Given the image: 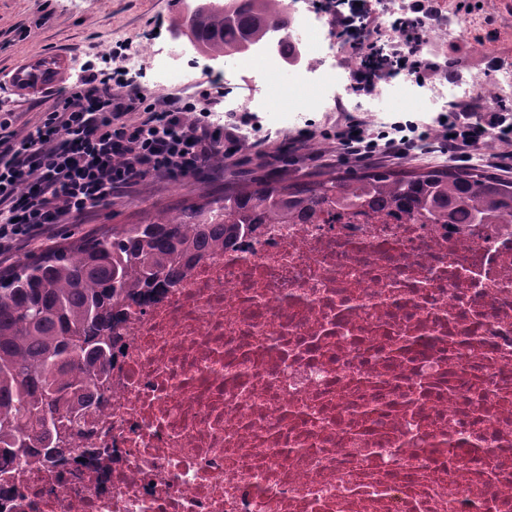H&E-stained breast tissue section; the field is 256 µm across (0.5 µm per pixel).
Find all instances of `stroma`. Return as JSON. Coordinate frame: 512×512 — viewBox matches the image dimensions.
I'll return each instance as SVG.
<instances>
[{
  "label": "stroma",
  "instance_id": "obj_1",
  "mask_svg": "<svg viewBox=\"0 0 512 512\" xmlns=\"http://www.w3.org/2000/svg\"><path fill=\"white\" fill-rule=\"evenodd\" d=\"M443 11L432 24L441 26L453 19H471L465 41L449 43L445 55L457 60V78L487 79L503 62L512 64V0H445ZM181 11L179 0H0V71L15 59L38 52L65 50L71 57V77L80 79L103 68V56L123 43L134 54L132 68L147 93L163 96L178 91L207 92L212 82L233 89V97L218 104L212 114L223 120L228 110L247 111L249 104L266 102L279 109L271 86L261 72L263 60L252 70L239 72L216 64L207 56L190 52L182 81L162 83L155 76V56L167 51L171 22ZM288 145L289 151L270 164L244 146L240 159L209 163L197 174L173 179L146 178L139 185L118 191L98 212L78 224H65L53 235L36 238L0 260V271L58 246L92 234L112 224H135L157 210L176 211L202 196L218 198L228 182L247 183L260 177L288 181L338 167L351 168L348 157L334 137L322 134L295 141L293 134L273 135L272 147Z\"/></svg>",
  "mask_w": 512,
  "mask_h": 512
}]
</instances>
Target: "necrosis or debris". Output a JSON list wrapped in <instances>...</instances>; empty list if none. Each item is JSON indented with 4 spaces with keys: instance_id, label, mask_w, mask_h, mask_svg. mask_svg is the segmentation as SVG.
<instances>
[{
    "instance_id": "obj_1",
    "label": "necrosis or debris",
    "mask_w": 512,
    "mask_h": 512,
    "mask_svg": "<svg viewBox=\"0 0 512 512\" xmlns=\"http://www.w3.org/2000/svg\"><path fill=\"white\" fill-rule=\"evenodd\" d=\"M381 0L370 37L403 40ZM289 95L352 100L344 45ZM475 83L400 74L377 96L443 112ZM65 458L0 472V512H512V224L396 208L264 224L121 318Z\"/></svg>"
}]
</instances>
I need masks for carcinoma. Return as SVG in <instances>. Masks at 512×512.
<instances>
[{
    "instance_id": "1",
    "label": "carcinoma",
    "mask_w": 512,
    "mask_h": 512,
    "mask_svg": "<svg viewBox=\"0 0 512 512\" xmlns=\"http://www.w3.org/2000/svg\"><path fill=\"white\" fill-rule=\"evenodd\" d=\"M289 27L281 0H232L228 12L221 0H204L187 39L203 54L230 59L278 30V53L289 64L297 58ZM393 206L449 224H512V179L474 166L348 169L295 183L261 177L246 186L227 184L223 197L204 205L115 224L1 274L0 463L62 452L111 362L114 310L141 290L179 285L187 262L223 251L259 224H295L326 207ZM101 346L107 357L99 363Z\"/></svg>"
}]
</instances>
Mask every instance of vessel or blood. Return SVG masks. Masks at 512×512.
<instances>
[{
	"label": "vessel or blood",
	"instance_id": "vessel-or-blood-1",
	"mask_svg": "<svg viewBox=\"0 0 512 512\" xmlns=\"http://www.w3.org/2000/svg\"><path fill=\"white\" fill-rule=\"evenodd\" d=\"M65 52L25 57L7 73L6 78L17 96L36 98L66 86L70 77Z\"/></svg>",
	"mask_w": 512,
	"mask_h": 512
}]
</instances>
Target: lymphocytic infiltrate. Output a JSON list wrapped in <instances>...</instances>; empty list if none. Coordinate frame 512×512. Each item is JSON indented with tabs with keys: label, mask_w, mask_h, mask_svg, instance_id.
<instances>
[{
	"label": "lymphocytic infiltrate",
	"mask_w": 512,
	"mask_h": 512,
	"mask_svg": "<svg viewBox=\"0 0 512 512\" xmlns=\"http://www.w3.org/2000/svg\"><path fill=\"white\" fill-rule=\"evenodd\" d=\"M331 21L361 62L351 80L356 92L373 96L380 81L405 71L427 80L433 70L419 55L391 56L368 37L372 20L362 0H337ZM123 66L88 77L49 107L26 134L13 126L11 112L0 113V257L35 237L51 233L66 216L100 210L115 188L147 176L178 178L201 170L216 149H241L249 113L221 124L209 122V98L169 95L152 101ZM474 97L456 104L450 134L440 150L467 157L486 138L512 141V121L484 116ZM348 155L359 161L402 158L414 137L369 132L350 116L340 134Z\"/></svg>",
	"instance_id": "f902f5d3"
}]
</instances>
